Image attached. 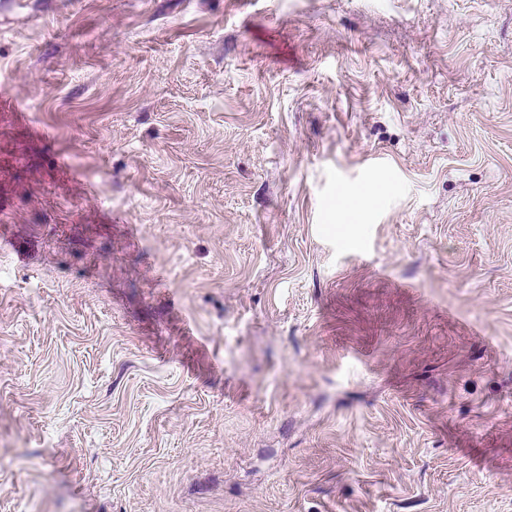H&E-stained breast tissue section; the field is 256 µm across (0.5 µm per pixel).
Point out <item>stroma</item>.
<instances>
[{
  "label": "stroma",
  "instance_id": "stroma-1",
  "mask_svg": "<svg viewBox=\"0 0 512 512\" xmlns=\"http://www.w3.org/2000/svg\"><path fill=\"white\" fill-rule=\"evenodd\" d=\"M0 87V512H512V0H5Z\"/></svg>",
  "mask_w": 512,
  "mask_h": 512
}]
</instances>
